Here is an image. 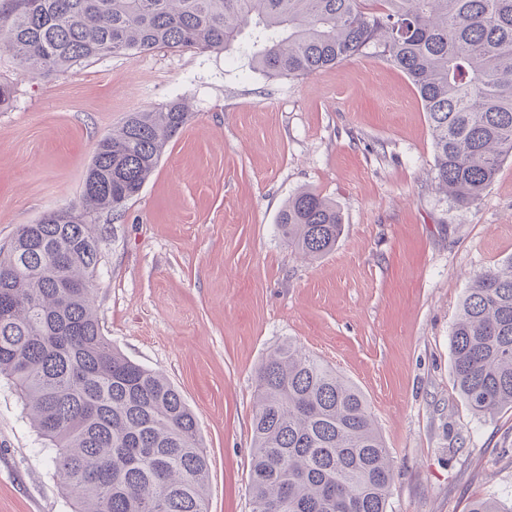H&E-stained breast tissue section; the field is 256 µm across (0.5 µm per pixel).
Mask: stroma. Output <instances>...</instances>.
I'll list each match as a JSON object with an SVG mask.
<instances>
[{"mask_svg":"<svg viewBox=\"0 0 512 512\" xmlns=\"http://www.w3.org/2000/svg\"><path fill=\"white\" fill-rule=\"evenodd\" d=\"M0 247L78 203L98 141L133 112L185 100L139 194L106 224L96 274L103 336L162 372L194 413L209 512H251L255 373L293 342L363 393L393 461L387 512L512 504V409L472 411L450 336L475 274L512 256V157L481 200L438 189L427 114L372 50L270 77L237 51L155 49L31 77L0 47ZM313 191L344 231L307 259L279 235ZM13 388L0 379V512H72Z\"/></svg>","mask_w":512,"mask_h":512,"instance_id":"obj_1","label":"stroma"}]
</instances>
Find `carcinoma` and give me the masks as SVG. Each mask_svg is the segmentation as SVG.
Returning <instances> with one entry per match:
<instances>
[{
  "mask_svg": "<svg viewBox=\"0 0 512 512\" xmlns=\"http://www.w3.org/2000/svg\"><path fill=\"white\" fill-rule=\"evenodd\" d=\"M6 0L4 48L39 74L157 48L238 49L269 76H304L373 47L427 113L438 188L478 202L512 156V0ZM190 118L181 100L101 138L69 206L0 249V377L11 381L74 512H208L209 459L180 392L102 336V233ZM288 246H336V205L303 190L281 210ZM456 386L476 413L512 408V257L476 274L451 332ZM252 512H386L392 463L361 392L290 342L256 371Z\"/></svg>",
  "mask_w": 512,
  "mask_h": 512,
  "instance_id": "1",
  "label": "carcinoma"
}]
</instances>
